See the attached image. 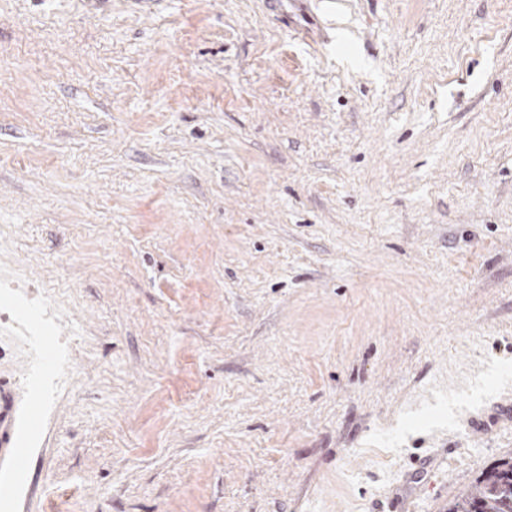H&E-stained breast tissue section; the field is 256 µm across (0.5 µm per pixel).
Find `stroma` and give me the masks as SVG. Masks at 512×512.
I'll return each mask as SVG.
<instances>
[{
  "instance_id": "stroma-1",
  "label": "stroma",
  "mask_w": 512,
  "mask_h": 512,
  "mask_svg": "<svg viewBox=\"0 0 512 512\" xmlns=\"http://www.w3.org/2000/svg\"><path fill=\"white\" fill-rule=\"evenodd\" d=\"M0 375V512H446L512 458V0H0ZM22 415L16 392L0 378V479L18 470L24 462L18 441Z\"/></svg>"
}]
</instances>
